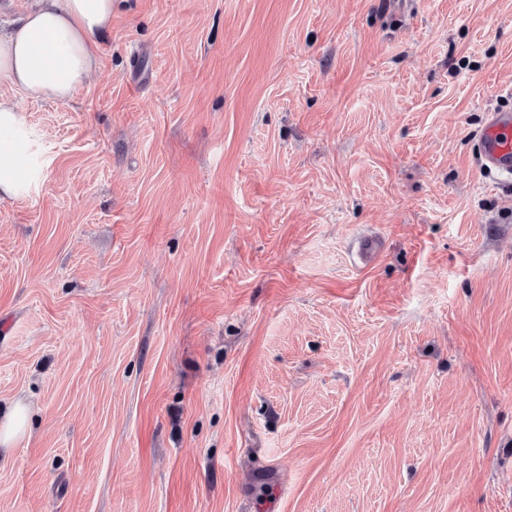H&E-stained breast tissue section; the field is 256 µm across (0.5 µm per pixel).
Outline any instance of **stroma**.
Segmentation results:
<instances>
[{
  "label": "stroma",
  "mask_w": 512,
  "mask_h": 512,
  "mask_svg": "<svg viewBox=\"0 0 512 512\" xmlns=\"http://www.w3.org/2000/svg\"><path fill=\"white\" fill-rule=\"evenodd\" d=\"M509 85L512 0H114L14 94L0 512H512ZM512 111L488 114L484 127L476 134V143L484 171L512 176ZM29 406L16 402L10 411L0 419V446L9 447L26 428Z\"/></svg>",
  "instance_id": "35a3bbf8"
}]
</instances>
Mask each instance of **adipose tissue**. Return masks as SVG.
Segmentation results:
<instances>
[{
	"mask_svg": "<svg viewBox=\"0 0 512 512\" xmlns=\"http://www.w3.org/2000/svg\"><path fill=\"white\" fill-rule=\"evenodd\" d=\"M113 0H40L7 35L0 36V84L28 97L68 100L92 73L112 27ZM24 123L12 98L0 94V199L24 187L16 155Z\"/></svg>",
	"mask_w": 512,
	"mask_h": 512,
	"instance_id": "obj_1",
	"label": "adipose tissue"
}]
</instances>
